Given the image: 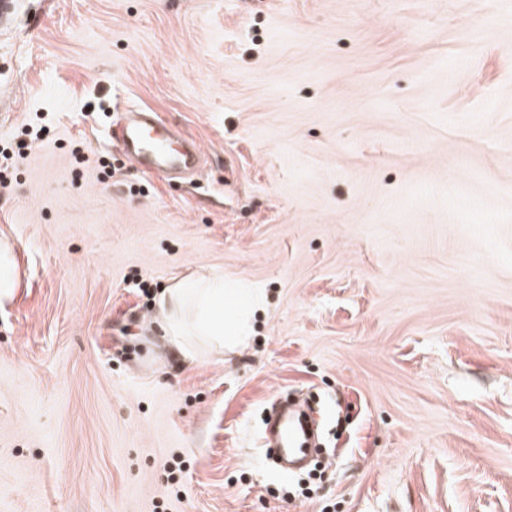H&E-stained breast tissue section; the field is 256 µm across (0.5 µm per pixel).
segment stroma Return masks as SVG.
Listing matches in <instances>:
<instances>
[{
    "mask_svg": "<svg viewBox=\"0 0 512 512\" xmlns=\"http://www.w3.org/2000/svg\"><path fill=\"white\" fill-rule=\"evenodd\" d=\"M0 174V512H512V0H10ZM201 273L264 303L184 362L154 297ZM291 389L336 452L287 498ZM124 121L112 130L123 154L145 176L170 180L194 172L204 151L198 141L176 135L152 109L131 105ZM19 279L11 246L7 241H0V305L12 297Z\"/></svg>",
    "mask_w": 512,
    "mask_h": 512,
    "instance_id": "stroma-1",
    "label": "stroma"
}]
</instances>
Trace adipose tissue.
<instances>
[{
    "instance_id": "obj_1",
    "label": "adipose tissue",
    "mask_w": 512,
    "mask_h": 512,
    "mask_svg": "<svg viewBox=\"0 0 512 512\" xmlns=\"http://www.w3.org/2000/svg\"><path fill=\"white\" fill-rule=\"evenodd\" d=\"M233 297L238 306L225 315L224 300ZM261 303L260 294L251 288H228L220 275L175 280L157 298L160 328L176 356L192 360L197 344L239 345L249 336L250 315Z\"/></svg>"
}]
</instances>
